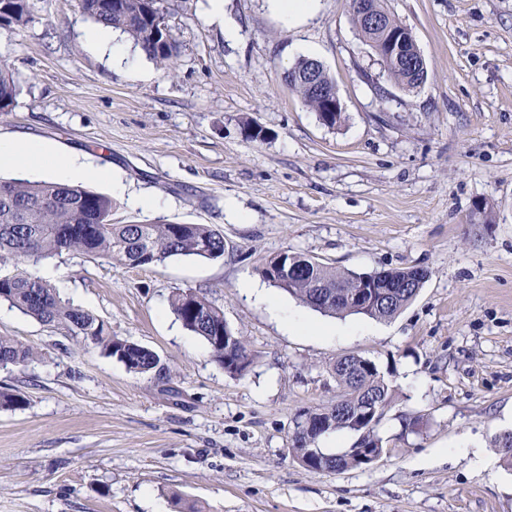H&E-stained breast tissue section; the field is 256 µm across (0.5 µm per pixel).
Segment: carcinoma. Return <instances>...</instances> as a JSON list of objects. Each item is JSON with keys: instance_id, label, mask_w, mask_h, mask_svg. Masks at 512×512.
<instances>
[{"instance_id": "cac0c4a2", "label": "carcinoma", "mask_w": 512, "mask_h": 512, "mask_svg": "<svg viewBox=\"0 0 512 512\" xmlns=\"http://www.w3.org/2000/svg\"><path fill=\"white\" fill-rule=\"evenodd\" d=\"M83 11L98 25L128 34L152 60L173 71L176 41L165 24L162 0H80ZM29 0H22L6 18L12 27L27 23ZM352 21L369 46L378 40L357 13ZM391 82L402 90L413 88L414 73L407 67L386 68ZM292 90L318 118H323L322 103L306 79L288 80ZM18 92L10 67L0 61V112L6 111ZM81 253L113 260L121 265L142 267L169 258L192 257L215 260L224 256V236L209 224H114L112 199L78 185L48 181H0V267L10 265L13 273L0 276V301L46 324L62 327L79 343L93 344L122 362L137 374L158 367L159 358L150 349L112 335L108 325L95 315L76 308L57 295L46 280L32 275L29 264L61 255ZM262 278L311 309L331 317L361 315L375 320H390L399 315L419 294L427 272L422 268L392 269L369 274L339 271L324 263L284 250L269 258L260 268ZM383 287L409 278V288L394 289L387 303L367 309L356 306L348 293L360 287L364 277ZM171 313L189 332L202 338L212 360L224 373L240 378L255 363V355L242 337L231 335L223 344L218 337L228 329L224 313L204 294L192 289H175L169 298ZM36 357L32 349L10 336H0V367H23ZM336 378V399L327 405L309 408L318 432L296 429L290 437L291 451L302 462L310 448L322 437L347 432L373 448L385 447L377 428L391 407L395 389L387 373L374 361L356 353L338 357L332 364ZM27 398L17 390L0 391V406L21 408ZM379 409L366 421L357 415L362 407ZM503 460L512 466V431L494 438ZM352 457L328 453L323 469L342 472L354 468Z\"/></svg>"}]
</instances>
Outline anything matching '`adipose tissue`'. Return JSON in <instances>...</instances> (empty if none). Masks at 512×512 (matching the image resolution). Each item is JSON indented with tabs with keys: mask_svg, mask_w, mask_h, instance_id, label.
I'll return each instance as SVG.
<instances>
[{
	"mask_svg": "<svg viewBox=\"0 0 512 512\" xmlns=\"http://www.w3.org/2000/svg\"><path fill=\"white\" fill-rule=\"evenodd\" d=\"M3 166L71 180H111L112 177L110 170L88 166L78 158L61 154L50 145L35 140L19 142L0 138V167Z\"/></svg>",
	"mask_w": 512,
	"mask_h": 512,
	"instance_id": "obj_1",
	"label": "adipose tissue"
}]
</instances>
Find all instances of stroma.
<instances>
[{"label":"stroma","instance_id":"1","mask_svg":"<svg viewBox=\"0 0 512 512\" xmlns=\"http://www.w3.org/2000/svg\"><path fill=\"white\" fill-rule=\"evenodd\" d=\"M30 5L25 25L0 28L18 84L0 136L111 169L126 188L114 223L209 224L224 256L133 267L65 253L30 265L54 269L63 299L160 363L129 372L0 302V336L37 353L0 368V390L28 399L0 408V512H147L149 496L162 512H512V468L491 444L512 430V0H389L427 65L411 93L359 37L349 0H318L296 25L272 0H224L231 39L208 0H164L171 75L122 32L127 60L95 51L79 0ZM306 50L336 81L339 127L284 81ZM480 200L484 223L472 216ZM284 250L428 278L393 320L334 319L262 280ZM251 283L342 334L286 329ZM178 288L205 293L246 340L256 362L244 377L225 375L175 320ZM346 353L392 371L397 397L379 428L389 452L311 471L289 449L293 420L335 398L331 366ZM419 415L424 425L403 431L402 417Z\"/></svg>","mask_w":512,"mask_h":512}]
</instances>
